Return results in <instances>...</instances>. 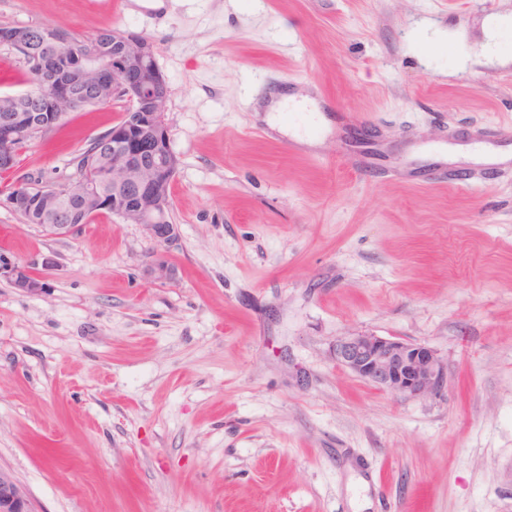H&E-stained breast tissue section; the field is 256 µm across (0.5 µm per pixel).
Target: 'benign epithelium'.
I'll use <instances>...</instances> for the list:
<instances>
[{
    "instance_id": "obj_1",
    "label": "benign epithelium",
    "mask_w": 512,
    "mask_h": 512,
    "mask_svg": "<svg viewBox=\"0 0 512 512\" xmlns=\"http://www.w3.org/2000/svg\"><path fill=\"white\" fill-rule=\"evenodd\" d=\"M43 35L17 28L0 33V44L16 52L23 62H41L36 45ZM56 64L42 67L45 79L38 90L19 96L0 97V172L15 169L20 144H30L47 129L59 124L80 103H96L112 98L128 102L123 120L102 136L93 139L87 163L101 162L99 182L86 181L74 173L62 183L43 185L19 183L0 199L20 213L38 210L53 224H42L50 236L75 235L81 224L62 221L59 195L90 204L82 224L103 212L139 224L161 246L177 237L172 224L171 186L178 168L171 149V134L164 120L170 97L168 83L157 66L152 42L140 35L112 31V54L95 39L76 41L71 33L53 38ZM112 186L106 197L100 185ZM151 277L161 283L176 279L177 269L158 258L150 266ZM10 279L15 288L36 292L40 279L18 266H0V277ZM336 364L377 388L405 397L417 398L440 391L446 382L442 362L430 347L393 336L370 333L341 336L332 345ZM0 512H33L27 491L11 472L0 468Z\"/></svg>"
}]
</instances>
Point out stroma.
<instances>
[{
    "mask_svg": "<svg viewBox=\"0 0 512 512\" xmlns=\"http://www.w3.org/2000/svg\"><path fill=\"white\" fill-rule=\"evenodd\" d=\"M39 24L152 40L179 165L167 246L0 204V263L43 283L0 278V468L34 512H512V0H0ZM278 86L323 124L271 131ZM125 109L67 114L0 191ZM354 332L446 383L377 389L331 356ZM5 276L10 279L15 288L24 292H36L42 288L40 279L33 276L29 271L18 266L2 267L0 265V277Z\"/></svg>",
    "mask_w": 512,
    "mask_h": 512,
    "instance_id": "obj_1",
    "label": "stroma"
}]
</instances>
